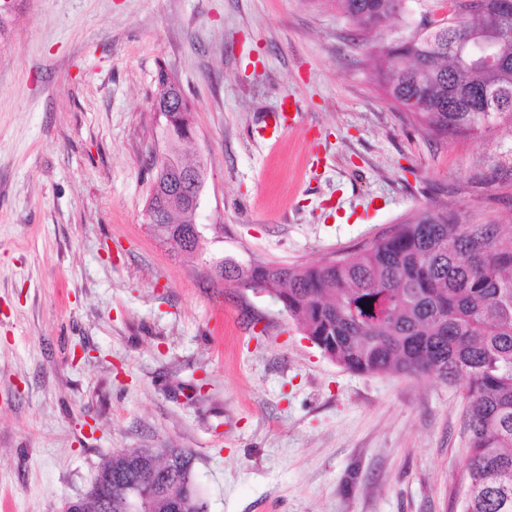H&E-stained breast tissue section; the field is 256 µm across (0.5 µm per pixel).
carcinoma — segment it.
I'll use <instances>...</instances> for the list:
<instances>
[{
    "label": "carcinoma",
    "instance_id": "carcinoma-1",
    "mask_svg": "<svg viewBox=\"0 0 512 512\" xmlns=\"http://www.w3.org/2000/svg\"><path fill=\"white\" fill-rule=\"evenodd\" d=\"M365 36L403 17L406 0H339ZM458 20L431 15L434 27L386 46L379 82L387 96L426 132L461 136L512 124V108L484 112L483 93L512 92V7L480 0ZM495 36L501 61L494 71L466 64L456 53L471 32ZM173 221L163 240L192 212L174 198L157 200ZM224 281L262 283L314 344L340 367L359 374L436 375L462 383L468 448L467 494L461 512H512V214L505 224H479L428 207L363 247L329 264L242 266L226 258ZM173 476L156 512H196L189 491L194 455L172 448Z\"/></svg>",
    "mask_w": 512,
    "mask_h": 512
}]
</instances>
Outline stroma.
Listing matches in <instances>:
<instances>
[{"instance_id": "35a3bbf8", "label": "stroma", "mask_w": 512, "mask_h": 512, "mask_svg": "<svg viewBox=\"0 0 512 512\" xmlns=\"http://www.w3.org/2000/svg\"><path fill=\"white\" fill-rule=\"evenodd\" d=\"M437 8L362 41L336 0H0V512H59L123 448L190 449L206 512H460L461 386L347 371L210 273L512 212V126L433 137L376 78ZM162 67L207 170L196 253L145 217ZM292 108L297 112V104L290 95L282 96L277 108L273 111V125L271 135L278 137L281 131L289 129L293 126L294 115H289L288 110Z\"/></svg>"}]
</instances>
